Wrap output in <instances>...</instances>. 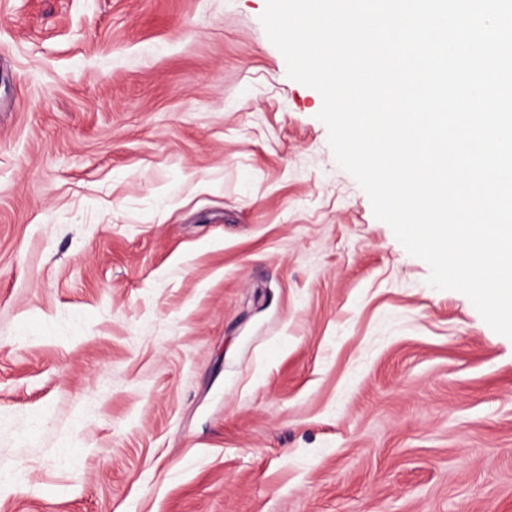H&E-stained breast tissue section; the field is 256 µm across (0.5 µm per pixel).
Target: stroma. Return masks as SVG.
<instances>
[{
	"label": "stroma",
	"mask_w": 512,
	"mask_h": 512,
	"mask_svg": "<svg viewBox=\"0 0 512 512\" xmlns=\"http://www.w3.org/2000/svg\"><path fill=\"white\" fill-rule=\"evenodd\" d=\"M265 5L0 0V512H512V339Z\"/></svg>",
	"instance_id": "1"
}]
</instances>
